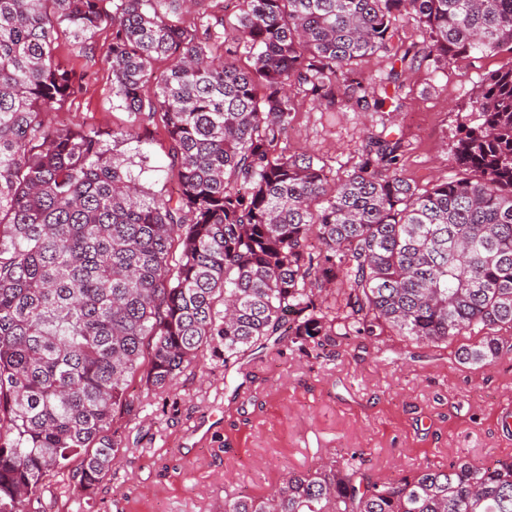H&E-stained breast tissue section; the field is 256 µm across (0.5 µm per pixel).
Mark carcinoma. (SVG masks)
<instances>
[{"label":"carcinoma","instance_id":"carcinoma-1","mask_svg":"<svg viewBox=\"0 0 512 512\" xmlns=\"http://www.w3.org/2000/svg\"><path fill=\"white\" fill-rule=\"evenodd\" d=\"M199 2L0 0V512H43L46 483L74 463L95 493L141 367L165 391L207 347L228 367L271 336L316 351L334 336L438 346L475 329L455 355L482 367L512 329V67L484 77L456 173L429 188L380 135L332 184L315 155L281 147L295 90L332 103L341 87L382 109L398 74L372 86L366 57L412 68L512 52V0H235L231 39L205 11L182 21ZM408 15L420 46L405 45ZM104 27L112 97L132 125L165 129L174 195L140 184L131 128L45 122L83 91L60 37L89 49ZM224 512H512V461L377 483L352 457Z\"/></svg>","mask_w":512,"mask_h":512}]
</instances>
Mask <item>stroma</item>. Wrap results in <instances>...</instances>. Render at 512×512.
<instances>
[{"mask_svg": "<svg viewBox=\"0 0 512 512\" xmlns=\"http://www.w3.org/2000/svg\"><path fill=\"white\" fill-rule=\"evenodd\" d=\"M111 34L100 30L87 50L60 42L58 56L84 91L48 113L51 125L87 122L104 131L129 125L102 62ZM509 67L512 53L502 51L400 71L395 112H372L341 97L326 108L298 93L283 145L288 153L321 158L333 182L358 164L368 136L386 134L402 142V176L431 186L455 173L452 150L476 86ZM136 134L150 166L143 185L174 193L163 128L140 127ZM472 340L468 334L437 347L399 336L353 338L328 342L315 354L284 337L230 367L204 351L164 392L133 379L110 425L124 447L117 463L89 499L72 476L51 482L44 510L224 512L226 499L266 494L287 472L351 454L360 455L361 473L381 481L461 458L512 460V430L498 419L512 406V354L482 368L459 363L457 347Z\"/></svg>", "mask_w": 512, "mask_h": 512, "instance_id": "stroma-1", "label": "stroma"}]
</instances>
